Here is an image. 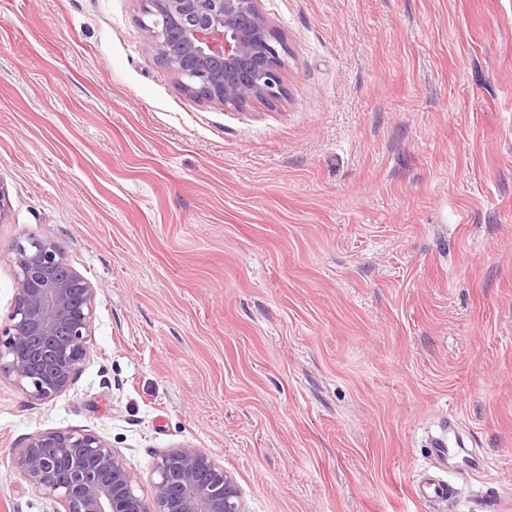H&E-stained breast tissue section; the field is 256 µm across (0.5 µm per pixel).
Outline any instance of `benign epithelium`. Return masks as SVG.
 Wrapping results in <instances>:
<instances>
[{
  "mask_svg": "<svg viewBox=\"0 0 512 512\" xmlns=\"http://www.w3.org/2000/svg\"><path fill=\"white\" fill-rule=\"evenodd\" d=\"M149 48L186 79L185 90L227 111L277 102L284 93L279 44L259 0H150ZM16 274L9 324L0 328V376L33 404L72 385L87 356L96 289L51 239L14 245ZM23 480L63 512H245L235 479L209 453L186 445L153 466L152 494H139L124 458L93 433L45 431L14 456Z\"/></svg>",
  "mask_w": 512,
  "mask_h": 512,
  "instance_id": "benign-epithelium-1",
  "label": "benign epithelium"
}]
</instances>
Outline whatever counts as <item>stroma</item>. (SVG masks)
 <instances>
[{
    "mask_svg": "<svg viewBox=\"0 0 512 512\" xmlns=\"http://www.w3.org/2000/svg\"><path fill=\"white\" fill-rule=\"evenodd\" d=\"M286 96L187 93L141 0H0V327L13 246L97 291L74 384L0 377V512L34 434L89 432L150 495L192 445L246 512H512V0H260ZM454 424L489 462L417 502ZM415 497L425 503H445L448 501V483L431 476L422 475L412 480Z\"/></svg>",
    "mask_w": 512,
    "mask_h": 512,
    "instance_id": "1",
    "label": "stroma"
}]
</instances>
